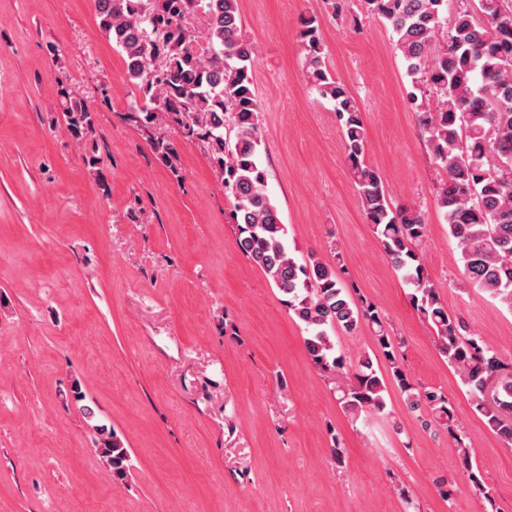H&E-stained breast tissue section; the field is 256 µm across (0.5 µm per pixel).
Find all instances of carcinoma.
Listing matches in <instances>:
<instances>
[{"instance_id":"1","label":"carcinoma","mask_w":512,"mask_h":512,"mask_svg":"<svg viewBox=\"0 0 512 512\" xmlns=\"http://www.w3.org/2000/svg\"><path fill=\"white\" fill-rule=\"evenodd\" d=\"M99 25L122 53L144 105L135 118L168 124L206 145L219 170L241 253L285 296L306 331L313 364L334 377L338 403L356 422L386 414L388 384L426 428L444 429L456 446L463 473L491 512H499L471 449L459 433L453 405L439 388L415 381L404 366L402 342L384 325L377 307L344 280L341 262L315 256L300 263L289 251L287 229L267 192L259 161L261 104L252 85L255 44L242 35L238 0H95ZM367 13L385 21L416 89L433 164L445 172L437 206L460 249L468 286L512 312V0H462L448 20V0H364ZM307 81L334 101L345 162L368 224L383 253L412 288L414 307L433 329L439 355L459 375L489 428L512 444V370L464 319L448 313L429 277L419 245L427 224L420 210L392 202L379 174L366 163L362 112L326 64L317 19L300 31ZM63 115L74 137L95 133L84 101L64 91ZM373 330L376 347L353 359L336 353L340 332ZM383 358L380 369L377 358ZM95 452L123 480L126 448L113 431L94 426Z\"/></svg>"}]
</instances>
